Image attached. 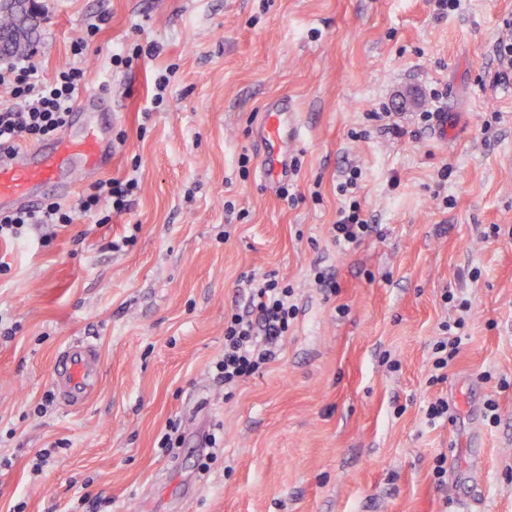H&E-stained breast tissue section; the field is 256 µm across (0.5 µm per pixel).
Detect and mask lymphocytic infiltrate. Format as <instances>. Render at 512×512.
Wrapping results in <instances>:
<instances>
[{"label":"lymphocytic infiltrate","mask_w":512,"mask_h":512,"mask_svg":"<svg viewBox=\"0 0 512 512\" xmlns=\"http://www.w3.org/2000/svg\"><path fill=\"white\" fill-rule=\"evenodd\" d=\"M89 75L74 64L56 72L53 80L39 78L31 57L23 56L0 63V86L9 91L11 102L0 108V149L14 150L19 142L40 141L54 136L64 125L72 103L86 90ZM361 172L351 169L338 186L340 195L350 197L358 187ZM139 189L136 177L111 179L95 184L76 206H65L48 199L33 209H20L0 215V238H21L30 230L72 223L75 212L129 211ZM372 230L361 216L358 202L342 208L331 234L336 245L360 244ZM249 308L231 314L224 321V353L214 364V377L232 387L260 373L277 355L279 343L287 336L297 315L292 288L265 276L245 282Z\"/></svg>","instance_id":"lymphocytic-infiltrate-1"}]
</instances>
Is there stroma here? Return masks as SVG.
Segmentation results:
<instances>
[{"label":"stroma","instance_id":"stroma-1","mask_svg":"<svg viewBox=\"0 0 512 512\" xmlns=\"http://www.w3.org/2000/svg\"><path fill=\"white\" fill-rule=\"evenodd\" d=\"M39 3L43 78L98 24L87 90L126 135L101 177L140 189L109 223L79 212L49 243L0 240V325L15 330L0 338V512H512V78L498 80L493 52L512 0L445 15L432 0ZM139 44L159 52L112 67ZM273 97L301 121L286 199L260 169ZM427 110L447 113V135L421 123ZM394 122L401 135L384 133ZM353 165L378 231L343 251L330 226ZM132 224L135 242L112 251ZM317 266L335 293L315 284ZM269 274L294 288L298 316L275 360L225 393L209 374L224 316L245 308L246 277ZM449 289L468 313L443 302ZM459 315L462 349L429 384L442 325ZM83 337L99 347L97 392L39 411L57 351ZM438 397L452 417L432 425ZM176 417L181 446L160 456ZM217 424L223 446L204 469Z\"/></svg>","mask_w":512,"mask_h":512}]
</instances>
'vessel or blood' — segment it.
Instances as JSON below:
<instances>
[{
    "label": "vessel or blood",
    "mask_w": 512,
    "mask_h": 512,
    "mask_svg": "<svg viewBox=\"0 0 512 512\" xmlns=\"http://www.w3.org/2000/svg\"><path fill=\"white\" fill-rule=\"evenodd\" d=\"M111 113L97 96H85L68 116L66 128L39 147L0 153V214L37 207L42 194L69 197L88 174L112 164L107 134ZM258 135L264 147L262 167L271 179L288 172V154L299 135L298 114L287 99H272L261 112ZM100 376L99 350L86 339L68 342L56 354L54 387L69 407L83 406Z\"/></svg>",
    "instance_id": "b4317fda"
}]
</instances>
